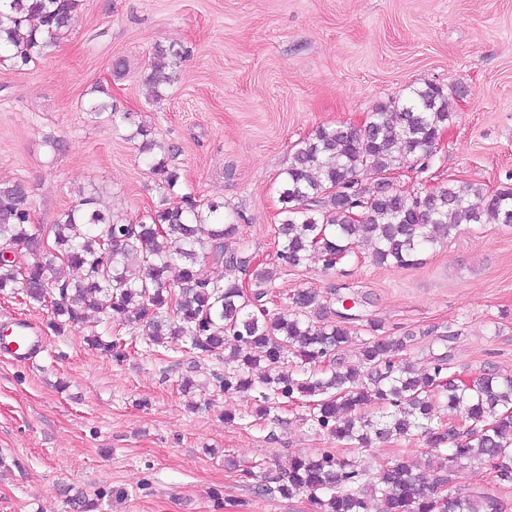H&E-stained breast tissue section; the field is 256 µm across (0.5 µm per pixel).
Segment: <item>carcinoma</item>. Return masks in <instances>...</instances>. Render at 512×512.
<instances>
[{
  "mask_svg": "<svg viewBox=\"0 0 512 512\" xmlns=\"http://www.w3.org/2000/svg\"><path fill=\"white\" fill-rule=\"evenodd\" d=\"M80 0H0V50L22 70L56 46L71 27ZM183 53L155 47L144 81L162 99L176 78ZM100 97L90 111L112 124L130 122L129 114ZM450 91L428 83L406 98L378 104L360 127H320L294 147L283 172L277 228V260L253 262L247 242L228 249L239 233L237 219L221 206L201 208L181 194L180 175L169 168L168 148L137 125L151 173L159 176L157 201L131 222L116 219L85 197L62 212L50 227L34 224L28 196L20 183L0 184V244L27 256L24 267L0 263V294L20 295L30 303L50 304L57 334L86 322L89 313L107 325V336L94 334L89 345L114 358L124 356L112 321L148 328L151 344L178 341L201 356L224 357L228 369L216 377L226 394L254 393L255 415L268 417L287 399L306 401V420L345 445L361 450L374 440L421 437L436 458L428 477L405 458L362 468L332 448L299 454L288 470L271 478L264 491L284 498L304 494L312 512H501L498 499L485 492L468 497L445 494L449 474L468 462L490 464L498 482H512V377L486 374L470 384L451 372L442 353L422 372L402 358L408 336H382L368 321L369 338L355 364L339 353L351 336L346 317H330L327 300L315 290H299L289 306L270 313L262 298L251 295L231 272H250L256 285L269 287L281 269L299 266L312 252L325 267L350 256L361 244L372 247L378 265L407 268L424 252L467 226L512 224V187L492 193L479 185L463 191L448 183L433 191L406 194L385 181L408 162L429 167L439 135L453 117ZM380 175L372 187L357 172ZM482 201L472 204L469 196ZM224 267L222 279L205 266ZM72 268L79 280L60 275ZM264 366L256 377L254 369ZM442 405L447 418L436 421Z\"/></svg>",
  "mask_w": 512,
  "mask_h": 512,
  "instance_id": "carcinoma-1",
  "label": "carcinoma"
}]
</instances>
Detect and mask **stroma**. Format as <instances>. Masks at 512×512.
Wrapping results in <instances>:
<instances>
[{
  "label": "stroma",
  "instance_id": "35a3bbf8",
  "mask_svg": "<svg viewBox=\"0 0 512 512\" xmlns=\"http://www.w3.org/2000/svg\"><path fill=\"white\" fill-rule=\"evenodd\" d=\"M158 44L186 58L156 103L143 75ZM428 83L464 94L428 169H396L394 188L512 187V0H81L49 55L22 71L0 59V183H22L44 226L89 195L119 218L147 214L156 177L127 128L90 112L100 85L169 146L183 190L240 213L241 238L272 262L294 146L322 125L360 126L375 105ZM341 284L363 301L346 323V363L372 319L383 335L410 336L418 370L447 350L459 377L512 375V226L462 230L406 269L374 265L367 247L331 270L314 253L280 273L267 306ZM20 320L39 325L46 347L0 359V512H78L76 497L98 500L95 512H310L305 496L258 491L292 457L336 445L300 403L274 422L247 417L249 396L216 384L222 360L149 345L141 327L116 324L118 361L86 342L103 324L59 335L50 307L0 295V329ZM395 456L430 471L416 437L354 458L373 468ZM450 487L512 512V483L484 465L455 469Z\"/></svg>",
  "mask_w": 512,
  "mask_h": 512
}]
</instances>
